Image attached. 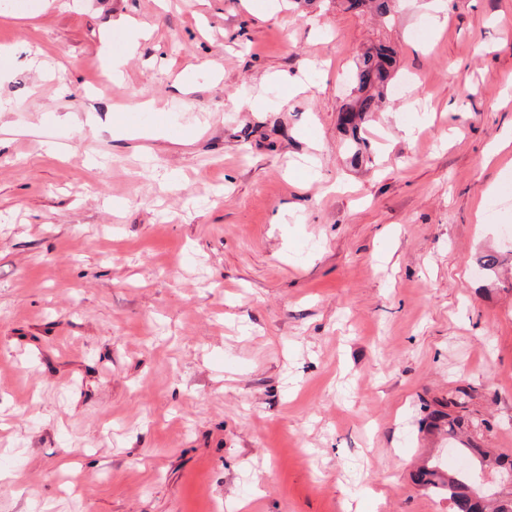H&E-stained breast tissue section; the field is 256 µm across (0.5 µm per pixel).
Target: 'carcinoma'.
Listing matches in <instances>:
<instances>
[{"mask_svg": "<svg viewBox=\"0 0 512 512\" xmlns=\"http://www.w3.org/2000/svg\"><path fill=\"white\" fill-rule=\"evenodd\" d=\"M396 63L395 52L384 44H375L363 52L355 62V78L359 95L346 106L342 113L344 131L350 134L345 148L351 154L352 160L360 157L359 131L366 117L378 110L383 103L384 88L392 79V69ZM467 393L460 391L448 397V439L455 440L458 435L470 429L480 427V422L467 413ZM461 452L469 455L478 465L489 460L497 466L509 465L512 460L503 455H490L489 451L475 442L467 443ZM428 479L423 486L448 494L451 512H504L496 503L482 498L479 502H471L464 490L471 484L472 478L467 474L448 473L443 477L439 467L433 463L423 466Z\"/></svg>", "mask_w": 512, "mask_h": 512, "instance_id": "carcinoma-1", "label": "carcinoma"}]
</instances>
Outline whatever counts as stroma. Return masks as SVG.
Listing matches in <instances>:
<instances>
[{
	"instance_id": "stroma-1",
	"label": "stroma",
	"mask_w": 512,
	"mask_h": 512,
	"mask_svg": "<svg viewBox=\"0 0 512 512\" xmlns=\"http://www.w3.org/2000/svg\"><path fill=\"white\" fill-rule=\"evenodd\" d=\"M506 224L512 0H0V512H449V392L512 457ZM395 63V52L381 43L370 46L355 62L359 95L344 108L349 112H342L344 131L351 134L345 148L353 161H357L361 154L358 135L361 125L383 103L384 88L392 79L391 72Z\"/></svg>"
}]
</instances>
